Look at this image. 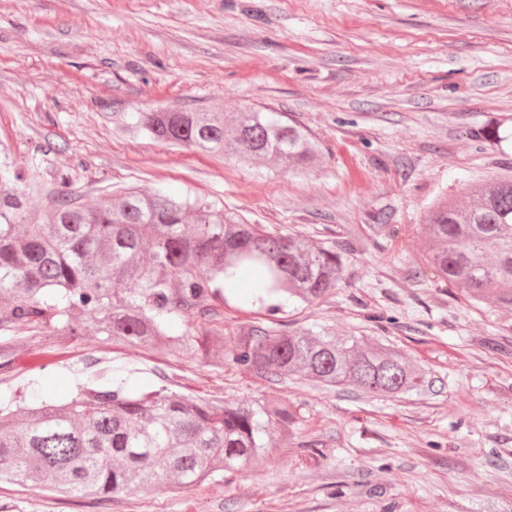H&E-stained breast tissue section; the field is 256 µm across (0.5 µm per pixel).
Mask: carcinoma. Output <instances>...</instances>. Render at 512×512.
<instances>
[{
  "instance_id": "carcinoma-1",
  "label": "carcinoma",
  "mask_w": 512,
  "mask_h": 512,
  "mask_svg": "<svg viewBox=\"0 0 512 512\" xmlns=\"http://www.w3.org/2000/svg\"><path fill=\"white\" fill-rule=\"evenodd\" d=\"M130 130L240 162L275 159L303 174L324 155L298 124L264 109L137 112ZM37 187L0 151V326L25 329L89 317L98 333L178 357L228 361L266 377L395 398L436 391L420 366L390 344L331 330L252 326L228 342L218 332L177 333V321L210 319L237 272L257 275L253 304L312 305L344 279L347 247L244 224L208 204L136 187L79 203L63 193L47 220L21 224ZM427 265L474 305L512 313V174L477 185L461 201L429 206ZM297 412L288 402L255 405L190 400L164 386L132 391L100 379L56 404L33 394L0 398V482L63 496L116 498L159 485H201L218 469L261 462L287 440Z\"/></svg>"
}]
</instances>
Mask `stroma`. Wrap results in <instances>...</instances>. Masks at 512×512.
Instances as JSON below:
<instances>
[{"mask_svg": "<svg viewBox=\"0 0 512 512\" xmlns=\"http://www.w3.org/2000/svg\"><path fill=\"white\" fill-rule=\"evenodd\" d=\"M285 113L325 148L302 175L126 136L134 112ZM500 127L477 146L472 131ZM55 152L34 151L42 142ZM0 145L39 185L89 204L130 186L248 224L350 242L340 288L269 316L229 302L189 333L253 325L383 337L440 380L397 399L167 358L53 324L0 330V395L63 399L99 376L194 400L277 398L298 421L251 471L190 489L60 498L0 484L5 512H512V313L427 275L421 233L442 193L512 166V0H0ZM393 225L394 234L380 232Z\"/></svg>", "mask_w": 512, "mask_h": 512, "instance_id": "obj_1", "label": "stroma"}]
</instances>
